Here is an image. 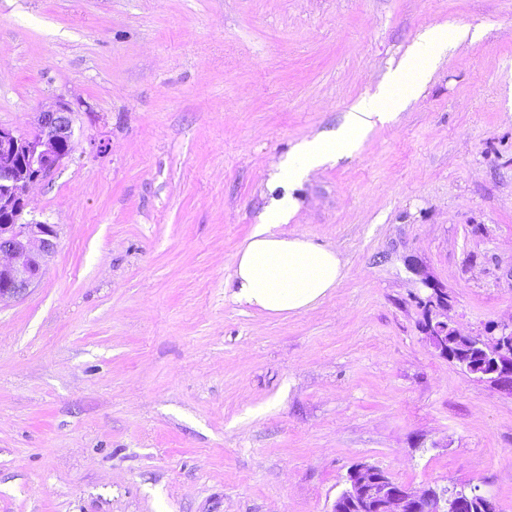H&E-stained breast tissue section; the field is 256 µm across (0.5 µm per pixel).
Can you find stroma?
Listing matches in <instances>:
<instances>
[{"label": "stroma", "instance_id": "stroma-1", "mask_svg": "<svg viewBox=\"0 0 512 512\" xmlns=\"http://www.w3.org/2000/svg\"><path fill=\"white\" fill-rule=\"evenodd\" d=\"M469 30L348 155L277 180L431 25ZM73 107L57 225L0 302V512H331L356 464L512 512V396L421 332L512 322V0H0V125ZM335 249L315 307L235 303L273 200ZM426 287L431 291L425 297H419L423 311L421 331L425 341L439 356L448 360V321H440L437 314L440 310L448 311V293L443 288H437L430 283Z\"/></svg>", "mask_w": 512, "mask_h": 512}]
</instances>
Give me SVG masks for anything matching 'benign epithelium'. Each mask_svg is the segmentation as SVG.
Instances as JSON below:
<instances>
[{"label":"benign epithelium","mask_w":512,"mask_h":512,"mask_svg":"<svg viewBox=\"0 0 512 512\" xmlns=\"http://www.w3.org/2000/svg\"><path fill=\"white\" fill-rule=\"evenodd\" d=\"M74 111L62 99L41 110L35 130L21 134L0 125V302L25 295L38 281L56 248L53 224L23 221L28 190L52 175L69 156L61 146L72 142ZM430 293L418 298L423 311L421 331L439 356L448 358V322L437 319L448 309V293L426 284ZM479 355L463 354L464 373L512 395V323L495 325L476 339ZM486 512L494 497L472 488L417 490L378 475L359 464L348 471L347 488L332 512Z\"/></svg>","instance_id":"benign-epithelium-1"}]
</instances>
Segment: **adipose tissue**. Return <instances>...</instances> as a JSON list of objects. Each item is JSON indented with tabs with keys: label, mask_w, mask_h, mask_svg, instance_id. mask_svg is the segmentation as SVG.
I'll use <instances>...</instances> for the list:
<instances>
[{
	"label": "adipose tissue",
	"mask_w": 512,
	"mask_h": 512,
	"mask_svg": "<svg viewBox=\"0 0 512 512\" xmlns=\"http://www.w3.org/2000/svg\"><path fill=\"white\" fill-rule=\"evenodd\" d=\"M426 78V70L415 68L410 60L400 61L381 87L373 107L344 113L335 130L299 146L295 163L288 167L289 178H302L331 157L348 153L357 139L388 120L383 106L393 92L411 96ZM295 208V200L283 198L265 222L255 225L237 255L232 274L235 302L270 313H300L336 288L344 269L336 250L285 231Z\"/></svg>",
	"instance_id": "obj_1"
}]
</instances>
